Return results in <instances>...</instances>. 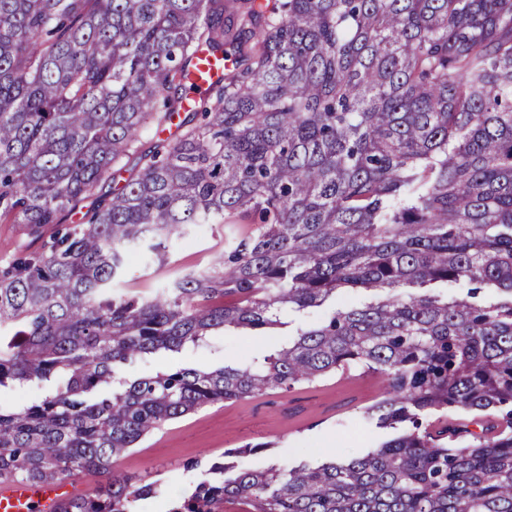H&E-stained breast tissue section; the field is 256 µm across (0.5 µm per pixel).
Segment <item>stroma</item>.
Instances as JSON below:
<instances>
[{
  "label": "stroma",
  "instance_id": "obj_1",
  "mask_svg": "<svg viewBox=\"0 0 512 512\" xmlns=\"http://www.w3.org/2000/svg\"><path fill=\"white\" fill-rule=\"evenodd\" d=\"M56 232V225L50 224L35 237L23 225L0 223V266H7L20 252L43 249ZM223 248V225L206 224L191 240L173 243L165 259L170 268L192 269L208 263ZM277 340L274 330L238 332L217 340L216 350L186 353L179 363L185 367L223 360L243 363L269 351ZM385 386L379 374L351 370L285 393L211 403L147 435L118 467L159 481L158 495L139 500L137 509L163 512L208 479L210 464L231 448L240 449L234 462L247 469L359 457L394 435L393 429L380 427L365 413ZM247 444L253 445V452H244Z\"/></svg>",
  "mask_w": 512,
  "mask_h": 512
}]
</instances>
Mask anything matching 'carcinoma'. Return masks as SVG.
I'll return each mask as SVG.
<instances>
[{
	"label": "carcinoma",
	"mask_w": 512,
	"mask_h": 512,
	"mask_svg": "<svg viewBox=\"0 0 512 512\" xmlns=\"http://www.w3.org/2000/svg\"><path fill=\"white\" fill-rule=\"evenodd\" d=\"M202 52L230 65L191 100ZM81 209L0 271V396L36 389L0 403L1 481L100 473L63 512H137L157 485L115 464L154 430L361 367L366 414L411 429L214 464L167 512H512V0H0V222ZM202 224L206 266L116 287ZM348 291L248 363L123 374ZM450 410L480 432L427 426ZM156 265L146 266L140 260H134L130 266L128 267L127 274L125 277L126 283H121L117 287L118 288H131L133 286L140 285L145 281H148L151 288H161L163 287L166 280L162 277H156L150 279L148 276L149 273Z\"/></svg>",
	"instance_id": "cac0c4a2"
}]
</instances>
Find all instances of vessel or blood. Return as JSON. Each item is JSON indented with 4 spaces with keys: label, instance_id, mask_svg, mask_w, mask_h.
Segmentation results:
<instances>
[{
    "label": "vessel or blood",
    "instance_id": "1",
    "mask_svg": "<svg viewBox=\"0 0 512 512\" xmlns=\"http://www.w3.org/2000/svg\"><path fill=\"white\" fill-rule=\"evenodd\" d=\"M81 491L78 483L65 485L15 479L0 481V512H60L62 504Z\"/></svg>",
    "mask_w": 512,
    "mask_h": 512
}]
</instances>
